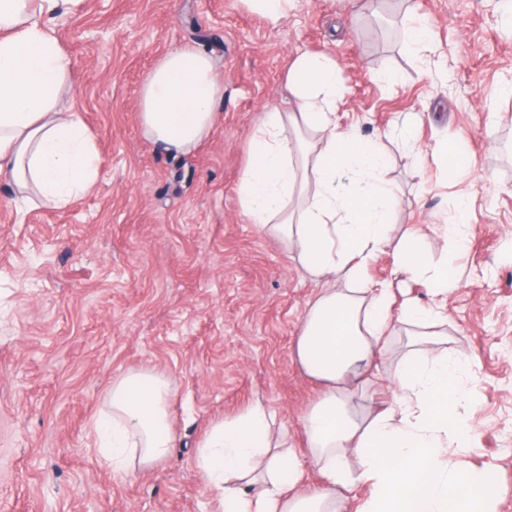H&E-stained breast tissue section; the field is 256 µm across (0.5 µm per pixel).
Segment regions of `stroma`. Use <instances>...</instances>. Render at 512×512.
I'll return each mask as SVG.
<instances>
[{
    "label": "stroma",
    "mask_w": 512,
    "mask_h": 512,
    "mask_svg": "<svg viewBox=\"0 0 512 512\" xmlns=\"http://www.w3.org/2000/svg\"><path fill=\"white\" fill-rule=\"evenodd\" d=\"M431 53L407 49L410 15ZM56 34L76 76L73 107L95 140L99 177L74 204L19 202L0 175V512H215L194 463L217 421L260 403L297 453L322 386L294 346L320 285L296 251L252 224L239 183L264 112L291 110L287 74L302 53L326 54L348 92L340 128L380 139L397 187L393 239L441 258L455 199L469 190L460 283L434 326L466 360L473 425L450 463L495 476L496 512H512V0H296L269 24L242 0H85ZM192 43L224 85L219 122L193 152L153 146L138 121L143 80L169 49ZM396 81H379L380 73ZM414 143L395 132L408 114ZM462 144L466 169L435 149ZM424 150L417 159L416 150ZM406 299L432 301L394 247L368 269ZM399 323L354 400L359 417L393 401L389 378L408 353ZM149 369L175 391L169 456L132 473L88 451L115 377Z\"/></svg>",
    "instance_id": "1"
}]
</instances>
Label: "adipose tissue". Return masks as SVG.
Returning a JSON list of instances; mask_svg holds the SVG:
<instances>
[{
    "instance_id": "obj_1",
    "label": "adipose tissue",
    "mask_w": 512,
    "mask_h": 512,
    "mask_svg": "<svg viewBox=\"0 0 512 512\" xmlns=\"http://www.w3.org/2000/svg\"><path fill=\"white\" fill-rule=\"evenodd\" d=\"M84 0H0V173L19 193L66 207L97 181L99 154L78 113L63 109L75 82L50 24ZM294 107L265 113L254 130L241 176V205L252 223L296 244L298 261L322 287L301 322L294 355L322 386L304 416L319 488L303 483L304 464L275 440L273 414L256 404L215 423L199 444L196 466L218 512H494L490 470L450 466L448 447H470L473 424L462 356L417 335L391 377L393 407L359 418L351 405L365 368L394 330L389 291L367 275L392 224L396 194L378 141L339 129L343 73L325 55L302 54L288 68ZM224 96L203 49L179 45L159 57L143 81L138 117L145 138L174 155L213 132ZM403 266L447 297L458 282L451 257L432 261L405 241ZM344 287H337V279ZM169 383L145 369L112 381L108 408L95 425L94 451L126 472L166 458L173 446ZM357 456L360 471L349 458ZM367 487L357 505L348 493Z\"/></svg>"
}]
</instances>
